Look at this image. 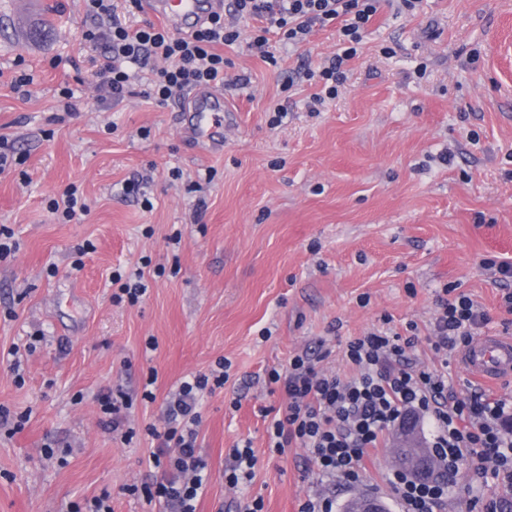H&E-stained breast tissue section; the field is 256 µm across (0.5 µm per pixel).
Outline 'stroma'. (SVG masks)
Returning <instances> with one entry per match:
<instances>
[{"label": "stroma", "instance_id": "obj_1", "mask_svg": "<svg viewBox=\"0 0 512 512\" xmlns=\"http://www.w3.org/2000/svg\"><path fill=\"white\" fill-rule=\"evenodd\" d=\"M42 14L57 29L48 42L26 33ZM88 24L82 0H0V135L27 157L0 174V226L16 244L0 257V408L28 417L0 428V512H68L106 492L112 512H157L127 492L150 479L146 428H164L166 395L222 357L230 378L201 407L210 482L197 512H231L242 493L266 512H296L320 479L303 449L268 451L263 412L286 407L268 371L320 342L327 366L341 367L347 340L386 317L400 331L426 328L446 287L488 311L487 331L502 329L480 262L512 259V0H423L413 16L381 6L338 97L317 114L306 105L318 86L282 84L338 51L336 27L273 43L272 64L245 44L225 47L229 74L251 83L225 91L224 147L207 155L182 134L180 99L98 101L80 42ZM19 61L33 76L23 95L10 87ZM67 82L81 95L74 114L58 107ZM273 103L288 108L275 127ZM208 169L200 207L186 187ZM136 179L140 193H124ZM72 184L89 211L65 223L49 206ZM146 258L147 298L114 301L113 271ZM174 260L178 274H155ZM152 375L156 399L145 402ZM116 387L135 401L128 442L97 402ZM242 439L257 465L239 492L224 464ZM395 467L379 449L364 483L336 487L337 506L365 494L398 512L383 481Z\"/></svg>", "mask_w": 512, "mask_h": 512}]
</instances>
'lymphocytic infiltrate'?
I'll return each instance as SVG.
<instances>
[{"label":"lymphocytic infiltrate","instance_id":"1","mask_svg":"<svg viewBox=\"0 0 512 512\" xmlns=\"http://www.w3.org/2000/svg\"><path fill=\"white\" fill-rule=\"evenodd\" d=\"M420 3L230 0L226 14L179 34L147 19L128 23V16L139 11V0H84L90 25L80 40L101 50L91 72L100 102L120 104L141 80L144 97L163 105L201 85L245 89L248 77L225 75L222 46L243 40L269 60L273 57L269 34L296 46L334 25L340 53L303 72L321 87L308 104L314 112L338 96L348 79V63L356 57L381 5L412 15ZM436 305L427 335H420L414 322L401 332L385 323L349 340L342 351L345 371L321 367L305 352L291 356L285 369L270 370L269 383L277 385L288 403L266 427L269 452L281 455L299 445L307 462L327 482L354 487L363 483L375 451L386 445L388 432L413 415L429 427L427 446L437 474L426 482L403 471L385 474L400 512H445L448 492L466 461L477 478L497 480L503 493L492 498L461 497L460 512H512V499L507 496L512 490V401L490 397L478 385L468 393L457 392L448 379L449 354L465 348L489 323V314L463 293L451 298L438 295ZM422 342L439 359V366L421 360L417 347ZM230 367L222 358L209 371L186 376L165 401L166 427L159 435V448L147 457L154 474L145 488L148 502L158 505L160 512H197L209 482L198 443L201 402L228 381Z\"/></svg>","mask_w":512,"mask_h":512}]
</instances>
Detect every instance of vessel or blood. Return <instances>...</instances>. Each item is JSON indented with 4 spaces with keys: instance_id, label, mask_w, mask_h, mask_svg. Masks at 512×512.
I'll use <instances>...</instances> for the list:
<instances>
[{
    "instance_id": "vessel-or-blood-1",
    "label": "vessel or blood",
    "mask_w": 512,
    "mask_h": 512,
    "mask_svg": "<svg viewBox=\"0 0 512 512\" xmlns=\"http://www.w3.org/2000/svg\"><path fill=\"white\" fill-rule=\"evenodd\" d=\"M224 0H141L143 15L161 21L170 30L184 32L199 26L214 13L222 12ZM182 111L194 113L197 121L189 135L197 142L208 138L209 123L220 122L228 107L218 88H195L181 104ZM458 363L470 380L495 384L512 381V336L485 334L458 356Z\"/></svg>"
}]
</instances>
